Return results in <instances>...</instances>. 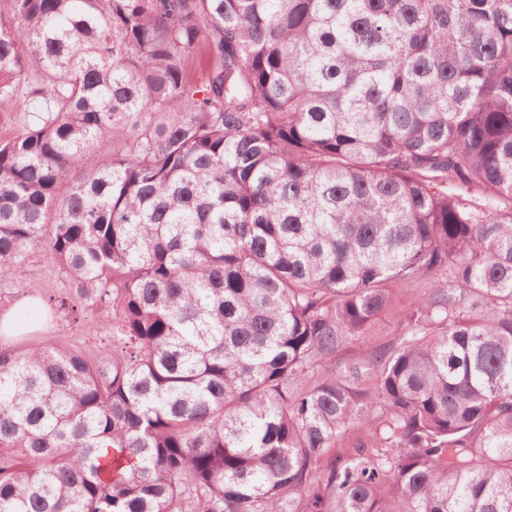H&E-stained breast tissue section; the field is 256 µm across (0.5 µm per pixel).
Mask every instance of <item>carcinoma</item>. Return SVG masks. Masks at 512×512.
I'll return each instance as SVG.
<instances>
[{
    "label": "carcinoma",
    "instance_id": "carcinoma-1",
    "mask_svg": "<svg viewBox=\"0 0 512 512\" xmlns=\"http://www.w3.org/2000/svg\"><path fill=\"white\" fill-rule=\"evenodd\" d=\"M0 100V279L109 333L0 343V512H512V0H0ZM25 116L24 112H15L10 102H0V138L20 128L24 118L30 119ZM25 269L28 278L40 284L44 296L56 294L65 286V280L46 247L30 252ZM394 290L393 300L388 309L380 315L365 332V342L349 345L336 355V366L359 362L366 363L370 347L387 345L399 336L405 314L419 303L425 292L421 283H400Z\"/></svg>",
    "mask_w": 512,
    "mask_h": 512
}]
</instances>
